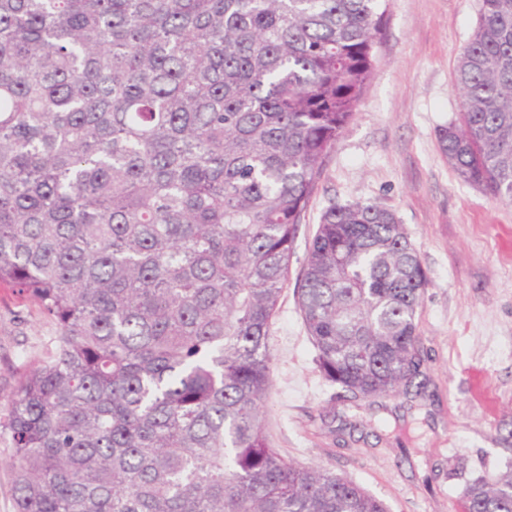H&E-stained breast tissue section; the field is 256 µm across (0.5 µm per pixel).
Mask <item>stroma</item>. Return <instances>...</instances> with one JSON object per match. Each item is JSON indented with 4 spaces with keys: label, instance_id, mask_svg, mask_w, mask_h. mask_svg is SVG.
Returning <instances> with one entry per match:
<instances>
[{
    "label": "stroma",
    "instance_id": "obj_1",
    "mask_svg": "<svg viewBox=\"0 0 512 512\" xmlns=\"http://www.w3.org/2000/svg\"><path fill=\"white\" fill-rule=\"evenodd\" d=\"M479 15L480 0H388L373 76L327 157L270 332L272 447L356 482L390 512H461L469 482L512 470V202L464 182L437 139L459 118L453 68ZM355 201L395 211L429 280L425 395L356 407L314 363L293 283L325 208ZM54 332L35 303L0 288V422Z\"/></svg>",
    "mask_w": 512,
    "mask_h": 512
}]
</instances>
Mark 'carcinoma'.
<instances>
[{"label": "carcinoma", "mask_w": 512, "mask_h": 512, "mask_svg": "<svg viewBox=\"0 0 512 512\" xmlns=\"http://www.w3.org/2000/svg\"><path fill=\"white\" fill-rule=\"evenodd\" d=\"M387 0H0V286L56 326L0 425L16 512H388L270 447L269 331ZM438 131L512 201V0H481ZM428 285L395 212L330 204L297 284L326 381L420 394ZM463 512H512V473Z\"/></svg>", "instance_id": "1"}]
</instances>
